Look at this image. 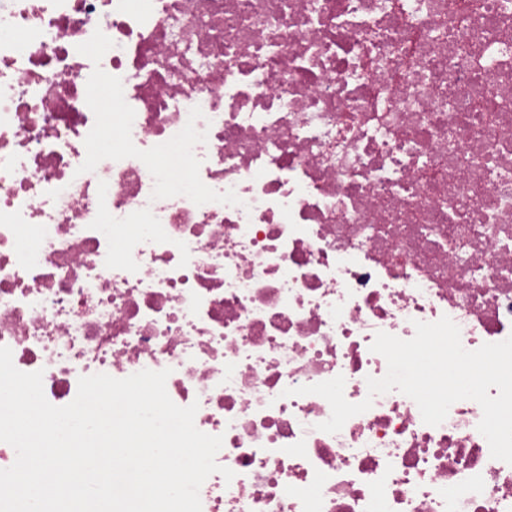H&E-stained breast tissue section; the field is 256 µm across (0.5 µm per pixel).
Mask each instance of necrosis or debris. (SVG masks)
Returning a JSON list of instances; mask_svg holds the SVG:
<instances>
[{"label": "necrosis or debris", "instance_id": "1", "mask_svg": "<svg viewBox=\"0 0 512 512\" xmlns=\"http://www.w3.org/2000/svg\"><path fill=\"white\" fill-rule=\"evenodd\" d=\"M444 316L512 336V0H0V346L169 370L202 512H512L476 401L368 394Z\"/></svg>", "mask_w": 512, "mask_h": 512}]
</instances>
